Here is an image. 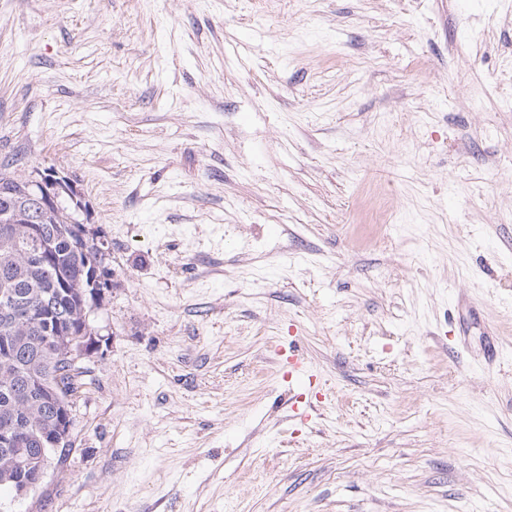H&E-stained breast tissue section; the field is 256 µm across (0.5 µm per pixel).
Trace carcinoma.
<instances>
[{
	"mask_svg": "<svg viewBox=\"0 0 512 512\" xmlns=\"http://www.w3.org/2000/svg\"><path fill=\"white\" fill-rule=\"evenodd\" d=\"M0 165V427L11 425L30 434L59 419L58 400L73 406L82 387L85 368L72 362L62 347L83 333L82 311L87 300L88 275L96 261L109 265L110 254L98 255L101 241L77 218L80 201L69 183L61 188L57 205L39 209L29 182L5 178ZM53 244L41 257L29 227ZM50 315L59 340L47 339ZM38 379L43 389L33 391Z\"/></svg>",
	"mask_w": 512,
	"mask_h": 512,
	"instance_id": "obj_1",
	"label": "carcinoma"
}]
</instances>
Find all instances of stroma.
<instances>
[{"label":"stroma","mask_w":512,"mask_h":512,"mask_svg":"<svg viewBox=\"0 0 512 512\" xmlns=\"http://www.w3.org/2000/svg\"><path fill=\"white\" fill-rule=\"evenodd\" d=\"M1 163L113 286L0 512H512V0H0ZM72 426V420L68 417L67 420L60 421L59 424L37 438L41 446V456L44 460L43 464L33 471L18 470L20 476L15 480V499L22 500L26 498L43 482L47 475L52 451L59 448L60 452H63V450L66 449L61 448L63 445L69 444L68 448L72 446V441L69 443L71 440ZM58 451L59 450L56 452L58 453ZM56 452L53 453L51 459H53Z\"/></svg>","instance_id":"obj_1"}]
</instances>
